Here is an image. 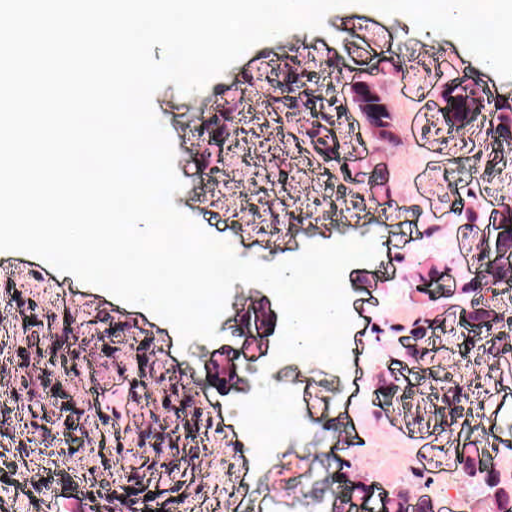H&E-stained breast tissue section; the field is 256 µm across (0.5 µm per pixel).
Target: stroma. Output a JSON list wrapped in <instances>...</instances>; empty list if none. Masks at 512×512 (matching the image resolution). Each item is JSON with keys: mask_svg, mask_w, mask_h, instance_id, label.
<instances>
[{"mask_svg": "<svg viewBox=\"0 0 512 512\" xmlns=\"http://www.w3.org/2000/svg\"><path fill=\"white\" fill-rule=\"evenodd\" d=\"M298 77L297 100L276 103ZM470 77L490 105L512 100L498 76L455 36L429 35L403 14L350 0L322 30H291L248 49L201 91L174 85L153 108L175 149L184 184L176 207L243 259L274 264L310 244L372 239L377 258L344 275L352 326L348 361H274L283 317L274 293L235 283L217 335L181 346L148 309L57 272L24 252H0V512H52L77 480L105 494L129 479L154 495L153 512H268L276 492L301 484L320 512H350L355 478L414 493L409 464L428 465L448 435V387L463 383L462 422L512 439V354L493 368L461 360L454 316L473 309L456 290L473 276L495 203L512 196V148L486 177L475 173L493 116L459 130L441 110L445 89ZM372 85L390 115L379 139L352 99ZM231 114L226 131L211 113ZM335 117L341 155L324 162L304 135L311 113ZM444 277L448 294L425 288ZM427 322L425 358L411 325ZM268 373L294 388L306 434L258 461L256 445L226 407ZM347 421L346 435L334 422ZM307 457L324 479L301 478ZM427 494L479 512L482 496L456 462L430 467Z\"/></svg>", "mask_w": 512, "mask_h": 512, "instance_id": "35a3bbf8", "label": "stroma"}]
</instances>
